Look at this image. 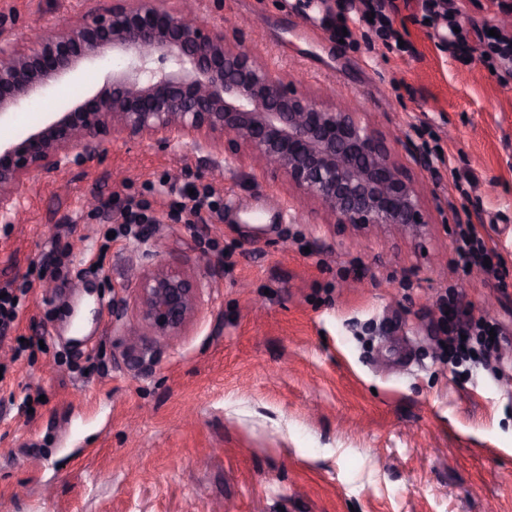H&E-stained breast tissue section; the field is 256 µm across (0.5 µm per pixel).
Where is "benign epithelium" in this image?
<instances>
[{
    "label": "benign epithelium",
    "mask_w": 512,
    "mask_h": 512,
    "mask_svg": "<svg viewBox=\"0 0 512 512\" xmlns=\"http://www.w3.org/2000/svg\"><path fill=\"white\" fill-rule=\"evenodd\" d=\"M118 54L127 65L93 96L71 103L24 137L0 143V221L16 218L27 183L97 155L109 131L224 150L279 174L334 224H426L424 188L407 178L385 141L356 112L325 105L284 83L224 29L186 18L162 0H112L29 41L0 36V118L19 110L81 65ZM139 319L173 336L197 309L200 285L172 268L130 273Z\"/></svg>",
    "instance_id": "1"
}]
</instances>
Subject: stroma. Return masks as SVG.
Returning a JSON list of instances; mask_svg holds the SVG:
<instances>
[{"label":"stroma","mask_w":512,"mask_h":512,"mask_svg":"<svg viewBox=\"0 0 512 512\" xmlns=\"http://www.w3.org/2000/svg\"><path fill=\"white\" fill-rule=\"evenodd\" d=\"M104 0H0V31L33 38ZM408 52L361 0H180L298 91L369 120L425 189L422 232L330 223L286 180L183 142L104 137L100 154L32 179L0 225V287L48 268L0 339V512H512V88L454 59L421 0H394ZM470 39L497 0H455ZM109 56L0 119L25 136L123 67ZM210 187L222 216L187 225L171 185ZM467 194H460V186ZM154 224L111 237L128 198ZM479 226L499 277L457 261ZM192 274L201 303L167 338L125 336L130 267ZM455 299L508 339L494 369L442 358ZM43 349L14 356L15 339ZM42 402L25 411L26 394Z\"/></svg>","instance_id":"stroma-1"}]
</instances>
